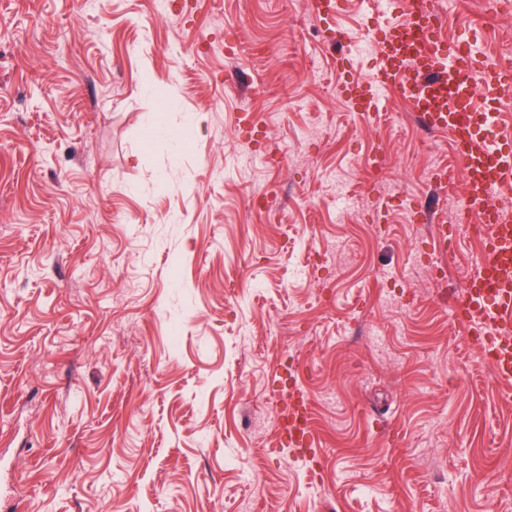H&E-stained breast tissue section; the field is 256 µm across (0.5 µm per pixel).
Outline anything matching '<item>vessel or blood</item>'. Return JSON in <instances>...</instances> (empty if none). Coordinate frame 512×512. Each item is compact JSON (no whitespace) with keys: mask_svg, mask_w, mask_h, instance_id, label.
I'll list each match as a JSON object with an SVG mask.
<instances>
[{"mask_svg":"<svg viewBox=\"0 0 512 512\" xmlns=\"http://www.w3.org/2000/svg\"><path fill=\"white\" fill-rule=\"evenodd\" d=\"M421 0H382L375 20V54L363 85L346 87L355 116L379 123L386 95L406 93L418 123L453 142L468 191L460 203V223L477 215L486 227L474 271L452 314L475 336L482 354L501 377L512 378V209L497 206L512 195V142L496 131L500 112L512 101L501 95L512 85V64L483 71L477 40L459 34L445 41L435 17ZM485 105L472 107L475 94ZM311 408L303 389L292 384L281 422L288 445L308 457L316 450L310 432Z\"/></svg>","mask_w":512,"mask_h":512,"instance_id":"vessel-or-blood-1","label":"vessel or blood"}]
</instances>
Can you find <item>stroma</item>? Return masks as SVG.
I'll use <instances>...</instances> for the list:
<instances>
[{
	"mask_svg": "<svg viewBox=\"0 0 512 512\" xmlns=\"http://www.w3.org/2000/svg\"><path fill=\"white\" fill-rule=\"evenodd\" d=\"M310 0H0V512H512L448 140ZM292 358L315 458L279 421ZM326 31L328 33V42L331 45L340 44L343 46L344 51L336 56V62L342 66L344 64H349V56L352 51L357 50V46L352 36L345 30L335 27H326Z\"/></svg>",
	"mask_w": 512,
	"mask_h": 512,
	"instance_id": "35a3bbf8",
	"label": "stroma"
}]
</instances>
